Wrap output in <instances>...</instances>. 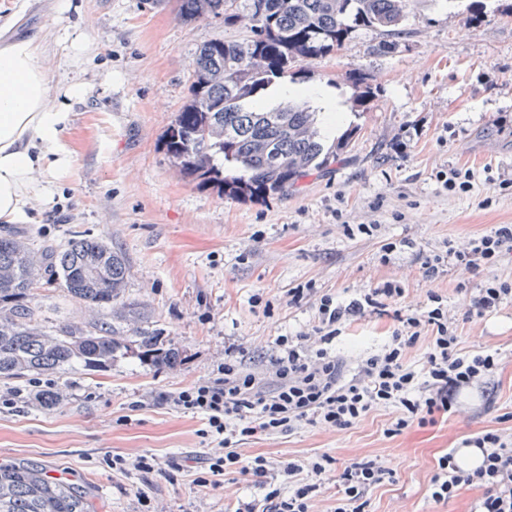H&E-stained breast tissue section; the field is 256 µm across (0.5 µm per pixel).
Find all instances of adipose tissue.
<instances>
[{
    "label": "adipose tissue",
    "instance_id": "adipose-tissue-1",
    "mask_svg": "<svg viewBox=\"0 0 512 512\" xmlns=\"http://www.w3.org/2000/svg\"><path fill=\"white\" fill-rule=\"evenodd\" d=\"M43 54L32 38L0 40V224L26 219L71 168L61 143L68 114Z\"/></svg>",
    "mask_w": 512,
    "mask_h": 512
}]
</instances>
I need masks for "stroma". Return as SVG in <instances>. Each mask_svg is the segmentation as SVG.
<instances>
[{"label": "stroma", "instance_id": "35a3bbf8", "mask_svg": "<svg viewBox=\"0 0 512 512\" xmlns=\"http://www.w3.org/2000/svg\"><path fill=\"white\" fill-rule=\"evenodd\" d=\"M0 28L40 40L69 114L62 142L72 156L52 200L36 204L12 232L58 246L80 230L121 251L128 265L111 311L45 288L36 299L39 323L57 334L104 321L126 336L134 317L181 354L174 367L130 353L98 371L54 374L59 404L45 409L29 400L0 411V462L36 464L82 486L97 512H234L238 502H261V479L250 472L199 484L210 446L201 417L159 403V395L210 377L228 352L265 375L275 339L317 323L315 298L289 305L290 288L309 283L317 295L349 301L391 281L405 290L403 309L423 307L428 291L441 294L458 322L461 351L499 352L491 397L463 391L460 411L393 437L386 430L398 411L378 406L347 429L306 425L249 438L239 451L273 463L333 457L314 512H333L339 474L362 460L393 471L369 491L368 512H472L482 489L465 486L437 504L428 488L448 449L488 430L512 437V301L463 317L484 276L512 281V252L487 275L452 266L432 282L422 262L445 244L459 248L512 224V188L494 183L512 179V0H412L389 53L369 54L381 34L360 28L338 52L292 60L264 101L278 102L287 86L321 87L342 109L326 144L347 132L352 139L327 169L263 200L228 197L184 177L164 145L190 97L199 48L244 38L247 23H187L176 0H65L61 9L56 0H0ZM74 37L87 45L78 56ZM355 74L375 92L359 111ZM74 79L85 85L82 98L64 95ZM452 168L470 171V192L444 187L440 177ZM486 197L490 207L480 208ZM361 224L368 233L358 232ZM388 242L398 248L385 261ZM393 329L392 315L357 317L332 348L352 368L381 350ZM143 454L169 464L171 477L111 467L113 456Z\"/></svg>", "mask_w": 512, "mask_h": 512}]
</instances>
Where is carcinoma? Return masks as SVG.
<instances>
[{
	"mask_svg": "<svg viewBox=\"0 0 512 512\" xmlns=\"http://www.w3.org/2000/svg\"><path fill=\"white\" fill-rule=\"evenodd\" d=\"M410 0H177L178 17L248 18L241 41L204 44L192 73L190 98L166 133L165 147L183 176L214 184L235 198L281 195L311 171L335 161L349 137L325 148L317 113L307 105L267 106L260 93L297 57L342 49L358 27L385 40L369 47L382 55L401 33ZM128 274L124 256L102 240L75 235L67 244L40 246L16 234L0 235V378L64 372L77 365L100 370L121 351L152 362L177 361L159 334L137 327L134 344L111 325L94 323L51 336L35 318L37 291L55 286L90 307L110 309ZM0 512H97L80 487L44 468L0 462Z\"/></svg>",
	"mask_w": 512,
	"mask_h": 512,
	"instance_id": "obj_1",
	"label": "carcinoma"
}]
</instances>
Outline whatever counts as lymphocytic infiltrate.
Wrapping results in <instances>:
<instances>
[{
  "instance_id": "f902f5d3",
  "label": "lymphocytic infiltrate",
  "mask_w": 512,
  "mask_h": 512,
  "mask_svg": "<svg viewBox=\"0 0 512 512\" xmlns=\"http://www.w3.org/2000/svg\"><path fill=\"white\" fill-rule=\"evenodd\" d=\"M508 251L512 252V225L501 224L472 239L466 249L450 246L426 256L423 276L435 281L451 264L480 273ZM404 293L400 285L386 282L345 304L322 295L315 328L319 344H312L303 334L277 337L269 378L244 370L242 361L229 354L218 364L216 377L165 396V403L203 417L205 435L213 443L205 459L211 476L243 466L264 476L262 504L247 502L235 512H309L319 489L318 476L330 471L334 463L326 454L307 463L273 465L261 456L246 462L237 451L246 438L305 425L343 429L378 405L398 409V417L387 430L396 436L413 424L433 422L435 414L456 411L461 390L490 388L498 367L497 353L460 352L458 326L449 318L442 296L434 291L429 292L422 313L396 312L397 325L380 352L364 357L351 373H344L329 348L343 325L353 317L386 313L390 303ZM423 337L428 340L427 350L422 367L415 369L407 364L406 356ZM464 445L480 449L481 464L463 469L455 451H448L440 457L439 471L431 480V499L446 502L460 486L476 485L484 495L474 512H512V440L489 430L465 440ZM392 477V471L379 463H350L339 476L342 496L333 512H365L367 492Z\"/></svg>"
}]
</instances>
